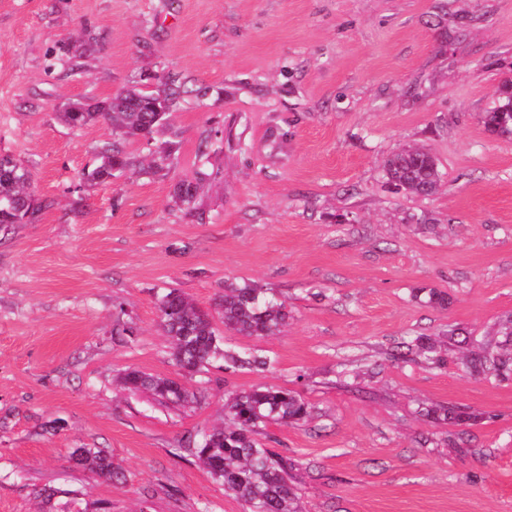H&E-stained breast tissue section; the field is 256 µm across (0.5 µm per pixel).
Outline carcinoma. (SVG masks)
I'll list each match as a JSON object with an SVG mask.
<instances>
[{"mask_svg":"<svg viewBox=\"0 0 512 512\" xmlns=\"http://www.w3.org/2000/svg\"><path fill=\"white\" fill-rule=\"evenodd\" d=\"M504 85L505 99L486 112L484 127L497 133L512 131V95ZM156 98L152 92L135 89L114 96L108 105L94 111L63 113L65 121L74 126L93 123L102 118L111 123L113 133L122 140L145 138L162 125L167 112L154 111ZM101 163L87 172L92 181L104 182L112 171L130 164L129 157L116 143L105 144ZM389 178L412 194H430L439 186V173L434 158L422 148H408L393 154L385 161ZM199 186L183 182L177 188L175 203L195 204ZM39 211L30 192L29 178L19 164L0 157V226L23 224ZM224 327L243 336H271L280 332L288 319L285 305L270 298L249 284L224 287L218 302ZM159 312L163 329L170 340V354L183 369L197 371L221 359L238 367L262 370L269 361L253 352L224 348V337L214 327L210 313L201 310L185 295L172 289L161 296ZM416 353L428 365L445 362L442 345L426 338L415 339ZM478 374L500 372L506 361L493 349L482 347L472 360ZM125 389L135 392L148 389L169 403H179L189 397L185 387H179L165 377H154L137 370L122 377ZM309 416L308 404L293 391L278 387H259L232 397L228 405L229 423L203 435L196 447L198 458L208 472L224 485V491L243 501L247 512H299L297 494L291 481L294 461L266 446L258 439L261 430L271 421L298 423ZM74 461L89 469L92 478L110 483L119 478L120 471L112 460L89 449L73 453Z\"/></svg>","mask_w":512,"mask_h":512,"instance_id":"carcinoma-1","label":"carcinoma"}]
</instances>
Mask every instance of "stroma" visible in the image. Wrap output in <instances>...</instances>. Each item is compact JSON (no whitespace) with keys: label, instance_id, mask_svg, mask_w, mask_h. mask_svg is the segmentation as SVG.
I'll use <instances>...</instances> for the list:
<instances>
[{"label":"stroma","instance_id":"35a3bbf8","mask_svg":"<svg viewBox=\"0 0 512 512\" xmlns=\"http://www.w3.org/2000/svg\"><path fill=\"white\" fill-rule=\"evenodd\" d=\"M507 78L512 0H0V156L41 206L0 229V512H245L189 442L267 385L311 407L265 428L302 512H512V371L466 365L488 340L512 360V137L480 121ZM165 82L170 123L86 180L112 127L62 111ZM415 146L433 194L386 176ZM231 283L288 308L276 335L224 334L270 367L181 373L159 298L212 312ZM452 326L443 366L395 360ZM130 370L190 396L130 392ZM73 459L78 465L86 466L97 482L112 484V481L118 479L121 474L112 464V460L100 452L79 449L73 453Z\"/></svg>","mask_w":512,"mask_h":512}]
</instances>
